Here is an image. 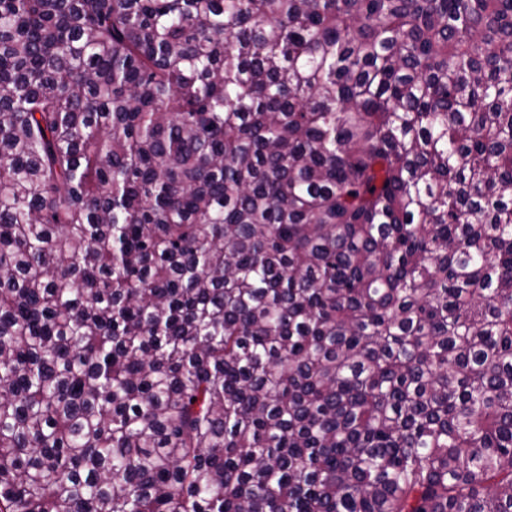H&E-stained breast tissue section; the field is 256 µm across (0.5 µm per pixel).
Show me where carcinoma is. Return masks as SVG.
<instances>
[{
  "mask_svg": "<svg viewBox=\"0 0 512 512\" xmlns=\"http://www.w3.org/2000/svg\"><path fill=\"white\" fill-rule=\"evenodd\" d=\"M0 512H512V0H0Z\"/></svg>",
  "mask_w": 512,
  "mask_h": 512,
  "instance_id": "cac0c4a2",
  "label": "carcinoma"
}]
</instances>
